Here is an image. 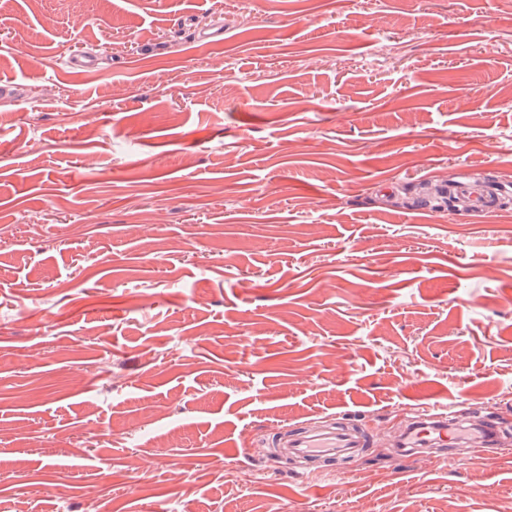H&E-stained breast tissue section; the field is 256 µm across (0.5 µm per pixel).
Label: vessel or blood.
Masks as SVG:
<instances>
[{
    "label": "vessel or blood",
    "instance_id": "vessel-or-blood-1",
    "mask_svg": "<svg viewBox=\"0 0 512 512\" xmlns=\"http://www.w3.org/2000/svg\"><path fill=\"white\" fill-rule=\"evenodd\" d=\"M470 438L474 447L495 446L498 434L493 421L479 427L467 426L461 413L453 406L427 405L417 411L399 445L403 448L445 447ZM276 447L305 463L324 464L338 456H350L370 447L371 438L353 421L339 419L330 423L310 422L291 428L287 434L275 439Z\"/></svg>",
    "mask_w": 512,
    "mask_h": 512
}]
</instances>
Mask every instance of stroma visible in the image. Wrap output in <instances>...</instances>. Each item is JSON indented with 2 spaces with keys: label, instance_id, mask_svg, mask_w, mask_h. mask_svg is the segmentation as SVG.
<instances>
[{
  "label": "stroma",
  "instance_id": "1",
  "mask_svg": "<svg viewBox=\"0 0 512 512\" xmlns=\"http://www.w3.org/2000/svg\"><path fill=\"white\" fill-rule=\"evenodd\" d=\"M0 81V512H512V0H0ZM456 406L425 405L401 434L398 448L446 447L468 436L474 448L494 447L498 434L494 420L480 427L467 426ZM276 448H285L289 456L305 463L318 464L322 471L315 475L344 472L334 469L336 456H351L371 446L370 435L365 434L353 421L339 419L327 422L303 423L288 430V433L274 440Z\"/></svg>",
  "mask_w": 512,
  "mask_h": 512
}]
</instances>
